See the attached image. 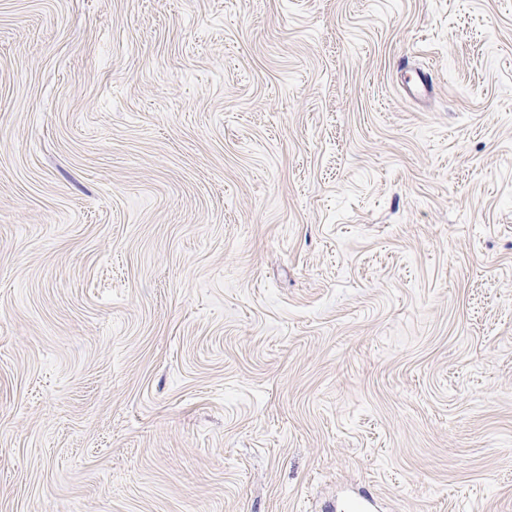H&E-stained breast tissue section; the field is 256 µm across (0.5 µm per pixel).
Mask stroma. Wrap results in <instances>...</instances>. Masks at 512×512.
I'll return each mask as SVG.
<instances>
[{
	"label": "stroma",
	"instance_id": "35a3bbf8",
	"mask_svg": "<svg viewBox=\"0 0 512 512\" xmlns=\"http://www.w3.org/2000/svg\"><path fill=\"white\" fill-rule=\"evenodd\" d=\"M359 489L512 512V0H0V512Z\"/></svg>",
	"mask_w": 512,
	"mask_h": 512
}]
</instances>
